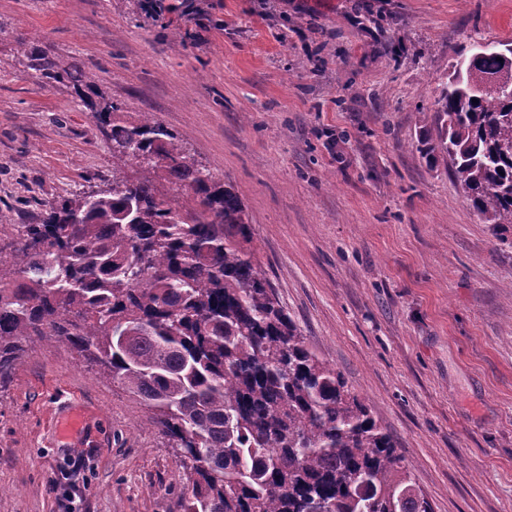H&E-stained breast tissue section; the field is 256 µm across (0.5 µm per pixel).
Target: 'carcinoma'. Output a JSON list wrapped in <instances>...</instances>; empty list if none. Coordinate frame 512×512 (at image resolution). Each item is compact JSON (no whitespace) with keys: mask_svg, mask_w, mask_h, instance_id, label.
Wrapping results in <instances>:
<instances>
[{"mask_svg":"<svg viewBox=\"0 0 512 512\" xmlns=\"http://www.w3.org/2000/svg\"><path fill=\"white\" fill-rule=\"evenodd\" d=\"M29 68L99 98L112 187L46 205L0 245V381L56 338L153 412L179 450L177 512H431L391 437L306 345L247 244L238 196L142 112L129 121L77 63ZM512 41L462 56L419 152L448 163L485 224H512V86L483 92ZM477 102H472V99ZM133 161L135 176L121 165ZM163 178L187 192L175 205Z\"/></svg>","mask_w":512,"mask_h":512,"instance_id":"1","label":"carcinoma"}]
</instances>
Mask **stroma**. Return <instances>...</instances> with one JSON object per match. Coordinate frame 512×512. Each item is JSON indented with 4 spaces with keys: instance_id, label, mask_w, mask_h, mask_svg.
<instances>
[{
    "instance_id": "35a3bbf8",
    "label": "stroma",
    "mask_w": 512,
    "mask_h": 512,
    "mask_svg": "<svg viewBox=\"0 0 512 512\" xmlns=\"http://www.w3.org/2000/svg\"><path fill=\"white\" fill-rule=\"evenodd\" d=\"M0 0V215L112 185L81 62L238 195L308 347L390 435L432 512H512V228L417 146L450 65L512 38V0ZM176 449L62 341L0 382V512H176Z\"/></svg>"
}]
</instances>
